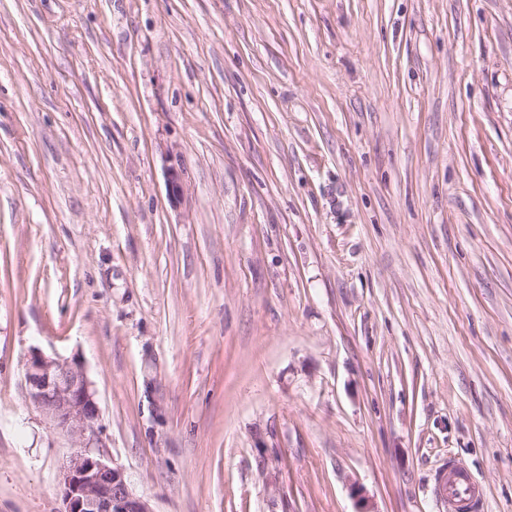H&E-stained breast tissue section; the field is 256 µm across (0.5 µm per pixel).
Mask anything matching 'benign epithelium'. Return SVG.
<instances>
[{
    "mask_svg": "<svg viewBox=\"0 0 512 512\" xmlns=\"http://www.w3.org/2000/svg\"><path fill=\"white\" fill-rule=\"evenodd\" d=\"M24 380L29 401L77 441L60 476L61 512H153L133 492L124 469L109 465L98 451L100 409L80 363L34 349Z\"/></svg>",
    "mask_w": 512,
    "mask_h": 512,
    "instance_id": "benign-epithelium-1",
    "label": "benign epithelium"
}]
</instances>
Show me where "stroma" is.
Listing matches in <instances>:
<instances>
[{
	"mask_svg": "<svg viewBox=\"0 0 512 512\" xmlns=\"http://www.w3.org/2000/svg\"><path fill=\"white\" fill-rule=\"evenodd\" d=\"M34 349L152 512H512V0H0V512ZM439 476H448V492L437 499L448 512L461 510L480 511L484 507L483 487L472 477L468 469L454 460L448 461V468ZM438 476V477H439Z\"/></svg>",
	"mask_w": 512,
	"mask_h": 512,
	"instance_id": "stroma-1",
	"label": "stroma"
}]
</instances>
